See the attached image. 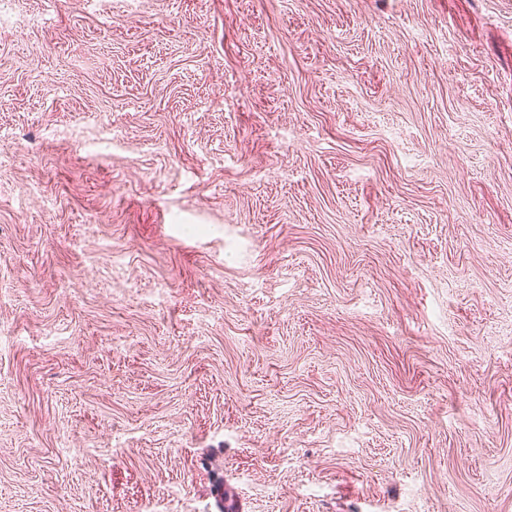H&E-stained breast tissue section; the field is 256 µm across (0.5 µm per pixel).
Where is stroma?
I'll return each instance as SVG.
<instances>
[{
	"label": "stroma",
	"instance_id": "stroma-1",
	"mask_svg": "<svg viewBox=\"0 0 512 512\" xmlns=\"http://www.w3.org/2000/svg\"><path fill=\"white\" fill-rule=\"evenodd\" d=\"M512 512V0H0V512Z\"/></svg>",
	"mask_w": 512,
	"mask_h": 512
}]
</instances>
